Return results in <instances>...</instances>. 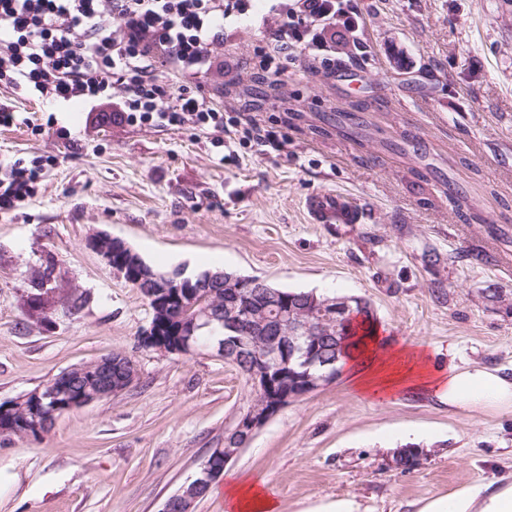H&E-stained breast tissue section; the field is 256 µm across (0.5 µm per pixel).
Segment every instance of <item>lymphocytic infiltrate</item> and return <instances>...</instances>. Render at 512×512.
<instances>
[{"instance_id":"lymphocytic-infiltrate-1","label":"lymphocytic infiltrate","mask_w":512,"mask_h":512,"mask_svg":"<svg viewBox=\"0 0 512 512\" xmlns=\"http://www.w3.org/2000/svg\"><path fill=\"white\" fill-rule=\"evenodd\" d=\"M265 28L255 66L272 82L287 71L289 52L331 66L337 33H355L359 16L343 0H0V84L47 106L36 135L76 146L65 112L97 126L190 128L214 147L232 140L266 154L287 139L206 92L220 69L226 25ZM52 157L18 159L0 176V210L31 196Z\"/></svg>"}]
</instances>
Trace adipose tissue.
Returning a JSON list of instances; mask_svg holds the SVG:
<instances>
[{"instance_id": "1", "label": "adipose tissue", "mask_w": 512, "mask_h": 512, "mask_svg": "<svg viewBox=\"0 0 512 512\" xmlns=\"http://www.w3.org/2000/svg\"><path fill=\"white\" fill-rule=\"evenodd\" d=\"M363 353L343 362L351 388L369 399L438 393L452 408H512V378L484 368H444L425 350L394 342L383 332L367 337ZM229 512H278L263 487L242 478L225 488ZM415 512H512V483L498 479L465 486L416 505Z\"/></svg>"}]
</instances>
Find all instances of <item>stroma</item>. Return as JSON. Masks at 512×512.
Here are the masks:
<instances>
[{"label":"stroma","instance_id":"obj_1","mask_svg":"<svg viewBox=\"0 0 512 512\" xmlns=\"http://www.w3.org/2000/svg\"><path fill=\"white\" fill-rule=\"evenodd\" d=\"M350 6L358 45L336 44L335 69L296 53L271 86L251 67L262 34L239 31L223 73L205 83L286 135L283 151L223 159L192 129H100L70 113L77 151L0 128V169L56 158L31 197L0 211V402L115 352L139 370L127 391L62 414L41 438L0 442V512H160L251 401L245 376L210 350L164 357L139 346L148 303L92 247L101 233L162 272L223 270L365 298L398 343L512 375V239L498 235L512 232V0ZM318 192L349 197L359 222L314 223L306 202ZM460 207L482 223L459 221ZM462 247L497 261H453ZM428 250L439 263L424 260ZM49 264L39 311L31 284ZM435 280L447 302L432 297ZM74 293L77 311L66 303ZM411 443L417 465L395 468ZM237 477L267 487L280 512L344 495L364 512H411L512 479V409L451 410L434 393L371 401L339 377L261 428L193 512H228L224 487Z\"/></svg>","mask_w":512,"mask_h":512}]
</instances>
